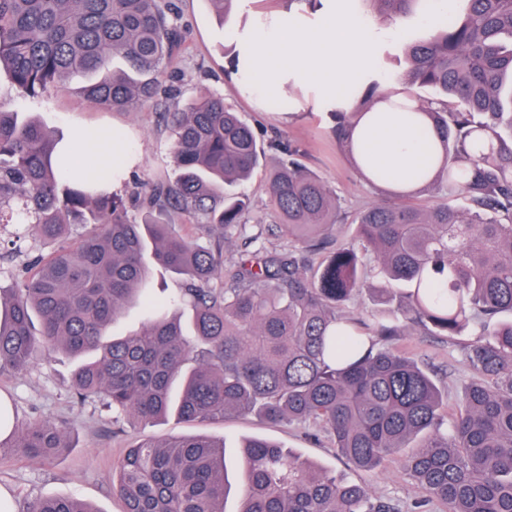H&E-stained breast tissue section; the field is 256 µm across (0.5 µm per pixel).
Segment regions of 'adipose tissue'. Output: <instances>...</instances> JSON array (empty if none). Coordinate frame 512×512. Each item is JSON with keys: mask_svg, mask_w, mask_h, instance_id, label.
Instances as JSON below:
<instances>
[{"mask_svg": "<svg viewBox=\"0 0 512 512\" xmlns=\"http://www.w3.org/2000/svg\"><path fill=\"white\" fill-rule=\"evenodd\" d=\"M247 53L253 70L262 76L261 89L281 86L288 71L300 72L305 81L327 89L347 80L361 61V42L347 21L329 19L322 30H298L287 22L256 31ZM351 151L357 162L403 171L418 164L422 143L386 102L362 115L354 128Z\"/></svg>", "mask_w": 512, "mask_h": 512, "instance_id": "obj_1", "label": "adipose tissue"}]
</instances>
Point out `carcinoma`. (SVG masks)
<instances>
[{
  "mask_svg": "<svg viewBox=\"0 0 512 512\" xmlns=\"http://www.w3.org/2000/svg\"><path fill=\"white\" fill-rule=\"evenodd\" d=\"M367 2L398 24L422 0ZM466 2L463 17L405 48L400 82L412 106L400 111L425 143L407 177L413 194L431 198L355 212L351 243L328 244L341 198L300 146L262 143L220 95L163 113L179 175L139 193V222L111 191L119 169L85 173L80 149L57 150L37 116L1 103L0 224L31 226L51 250L30 260L21 287L0 288V372L24 368L41 344L95 352L72 376L80 400L148 422L238 412L311 425L362 472L399 462L448 512H512V0ZM180 45L168 0H0V71L22 97L81 79L88 101L133 112L154 97ZM355 99L369 112L390 95L373 80L346 95ZM359 116L330 112L339 145L350 147ZM267 150L281 156L268 193L288 245H266L262 227L248 237L253 249L228 260L221 240L245 235L252 210L237 187ZM396 178L376 169L367 181L384 188ZM175 214L210 225L218 241L179 234ZM72 224L90 230L71 240ZM156 267L182 278L179 295L139 329L111 335ZM364 293L379 311L371 325L346 312ZM474 326L485 336L466 351L476 377L451 413L411 354L378 340ZM4 428L0 449L48 459L68 447L49 420ZM239 486V512H398L364 484L258 437L243 446ZM112 487L125 512H224V445L201 435L141 443ZM28 512L95 510L51 497Z\"/></svg>",
  "mask_w": 512,
  "mask_h": 512,
  "instance_id": "cac0c4a2",
  "label": "carcinoma"
}]
</instances>
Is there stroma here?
Here are the masks:
<instances>
[{
	"mask_svg": "<svg viewBox=\"0 0 512 512\" xmlns=\"http://www.w3.org/2000/svg\"><path fill=\"white\" fill-rule=\"evenodd\" d=\"M174 3L183 42L161 82L179 88L177 106H184L202 90L222 95L225 104L242 114L258 138L277 136L300 145L306 163L336 190L347 212L389 199V192L372 188L357 172L350 154L337 146L329 118L334 92L308 84L300 73L292 72L284 81L288 108L273 112L264 99L243 94V78L250 73L248 66H241L239 74L228 73L229 59L246 48L252 32L260 27V18L280 13L282 0H241L237 11L224 22L208 0ZM330 17L353 20L359 27L365 53L350 80L354 86L372 79L391 84L404 66L405 39L425 37L431 25L428 15L421 13L401 27L389 26L380 22L362 0H322L315 11L297 0L288 14V23L318 30ZM0 103L38 115L56 137L66 140L81 129L104 140L120 133V143L133 159L127 173L139 182L171 180L177 174L160 103L149 102L136 111L125 112L98 108L73 91L50 90L34 99H21L3 72ZM15 231L14 225L0 226V285L4 287L19 282L28 258L44 247L29 234L21 239L18 249H11L8 242ZM180 286L175 275L155 270L150 301L127 307L113 324L112 333L123 335L138 329L154 315L156 303L176 294ZM470 341L467 335L448 338L417 330L408 336L391 337L389 343L405 346L427 365L453 404L462 385L472 376L464 356V347ZM75 366V359L39 347L25 369L0 372V393L10 397L19 423L49 419L65 430L68 439L66 450L49 461L13 449L0 451V486L11 491L17 512H27L34 499L54 496L86 501L96 512H123V503L112 490V471L127 449L142 442L161 443L183 435H205L223 441L227 473L233 482L239 476L241 444L245 439L261 437L336 476L365 482L372 498L393 501L400 512H412L415 502L425 497L399 463H389L378 473L364 475L337 455L327 437L313 436L311 429L294 423L268 424L246 414H229L194 424L173 417L144 423L108 410L96 398L78 402L70 388Z\"/></svg>",
	"mask_w": 512,
	"mask_h": 512,
	"instance_id": "1",
	"label": "stroma"
}]
</instances>
